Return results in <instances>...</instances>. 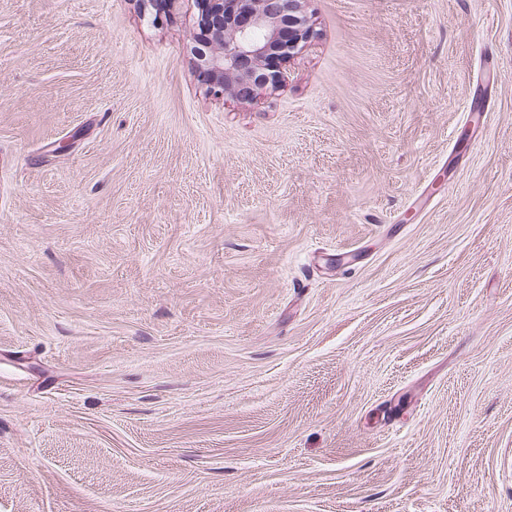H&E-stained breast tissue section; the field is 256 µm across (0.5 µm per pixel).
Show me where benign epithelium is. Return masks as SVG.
<instances>
[{"label": "benign epithelium", "mask_w": 512, "mask_h": 512, "mask_svg": "<svg viewBox=\"0 0 512 512\" xmlns=\"http://www.w3.org/2000/svg\"><path fill=\"white\" fill-rule=\"evenodd\" d=\"M200 9L196 71L217 97L240 101L273 90L282 80L281 63L313 37L307 0H196Z\"/></svg>", "instance_id": "benign-epithelium-1"}]
</instances>
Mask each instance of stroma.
I'll use <instances>...</instances> for the list:
<instances>
[{
  "mask_svg": "<svg viewBox=\"0 0 512 512\" xmlns=\"http://www.w3.org/2000/svg\"><path fill=\"white\" fill-rule=\"evenodd\" d=\"M199 15L0 0V512H512V0ZM308 0H196L201 11L196 71L217 97L240 101L273 90L282 80L281 63L313 37Z\"/></svg>",
  "mask_w": 512,
  "mask_h": 512,
  "instance_id": "35a3bbf8",
  "label": "stroma"
}]
</instances>
